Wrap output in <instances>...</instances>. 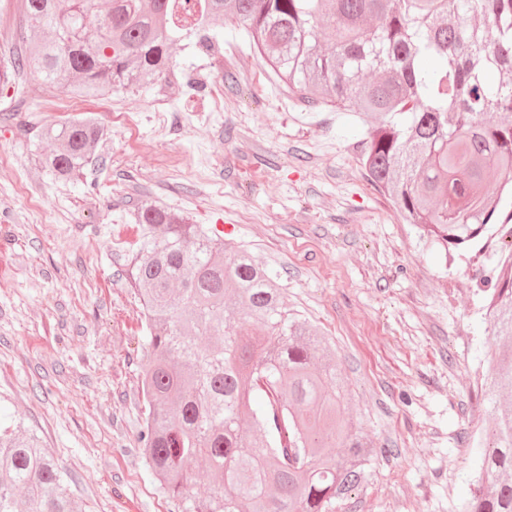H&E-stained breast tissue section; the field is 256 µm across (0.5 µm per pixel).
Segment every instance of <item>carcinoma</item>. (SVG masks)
<instances>
[{
	"mask_svg": "<svg viewBox=\"0 0 512 512\" xmlns=\"http://www.w3.org/2000/svg\"><path fill=\"white\" fill-rule=\"evenodd\" d=\"M32 31L50 29L31 59L41 79L75 98L168 84L176 44L210 40L229 19L288 91L322 100L365 129L369 183L443 247L474 243L496 207L487 173L512 183V0H112L91 35L96 0H22ZM104 134L93 116L48 132L46 166L69 180ZM132 261L150 362L146 463L178 512H334L386 448L343 415L324 337L288 321L272 277L246 252L156 206ZM492 431L462 512H512V255L487 307ZM255 436L237 422L251 393ZM344 448L326 452V443ZM214 469L199 489L191 462ZM0 512H74L61 467L39 438L0 424Z\"/></svg>",
	"mask_w": 512,
	"mask_h": 512,
	"instance_id": "carcinoma-1",
	"label": "carcinoma"
}]
</instances>
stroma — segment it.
Masks as SVG:
<instances>
[{"label":"stroma","mask_w":512,"mask_h":512,"mask_svg":"<svg viewBox=\"0 0 512 512\" xmlns=\"http://www.w3.org/2000/svg\"><path fill=\"white\" fill-rule=\"evenodd\" d=\"M27 28L21 0H0V62L25 53ZM219 53L224 109L213 112ZM174 61L178 83L66 110L65 91L32 72L0 81V421L37 434L78 512H171L140 441L148 352L128 276L143 242L135 214L154 204L246 250L289 314L328 338L347 417L388 450L335 512H461L491 418L483 288L512 240V195L483 238L446 259L365 179L359 128L289 94L234 22ZM88 112L105 129L92 161L56 180L44 131Z\"/></svg>","instance_id":"stroma-1"}]
</instances>
